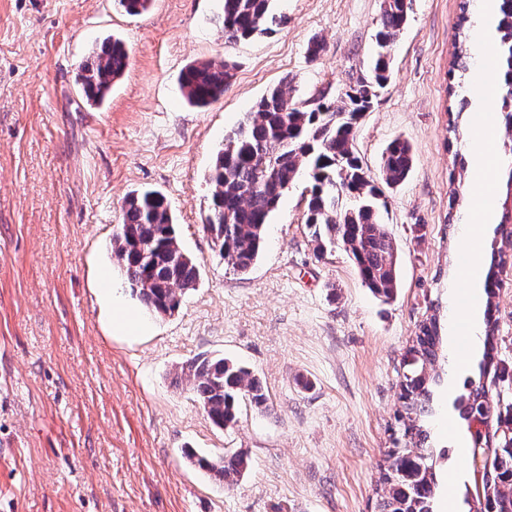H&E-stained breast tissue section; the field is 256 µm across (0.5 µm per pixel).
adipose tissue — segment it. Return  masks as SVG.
Masks as SVG:
<instances>
[{
	"instance_id": "1",
	"label": "adipose tissue",
	"mask_w": 512,
	"mask_h": 512,
	"mask_svg": "<svg viewBox=\"0 0 512 512\" xmlns=\"http://www.w3.org/2000/svg\"><path fill=\"white\" fill-rule=\"evenodd\" d=\"M497 80L494 70H487L476 93L483 102L485 109L477 113L473 123V212L475 215H487L493 207V198L488 190V181L497 166V155L494 151L496 135L491 108L494 96L493 88ZM461 247L468 254V262L464 268L465 288L459 289L451 309V317L457 330L451 336L453 350H460L462 338H475L479 329L481 294L477 282L482 271L483 239L480 230L468 227L461 237Z\"/></svg>"
}]
</instances>
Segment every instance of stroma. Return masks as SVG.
<instances>
[{"label": "stroma", "mask_w": 512, "mask_h": 512, "mask_svg": "<svg viewBox=\"0 0 512 512\" xmlns=\"http://www.w3.org/2000/svg\"><path fill=\"white\" fill-rule=\"evenodd\" d=\"M460 6L411 0L391 79L355 133L374 179L392 139L413 151L407 181L385 192L399 271L385 304L343 248L315 253L307 177L283 195L249 274L227 269L202 230L207 174L227 134L283 80L296 100L340 99L368 71L381 0H278L273 33L234 44L218 21L222 0H152L138 16L115 0H0V512H373L403 357L430 315L449 328L461 234L473 222V169L459 165L472 155L471 130H450ZM112 35L130 65L91 106L77 76ZM315 37L324 50L314 60ZM225 59L236 70L223 98L189 105L185 67ZM143 189L166 197L200 279L177 312L119 336L113 301L138 300L112 234L125 196ZM491 191L481 231L485 249L504 255L492 305L499 356L512 363V244L495 233L512 211L505 173ZM203 353L250 368L268 410L244 402L235 425H212L174 379ZM480 358L435 365L452 383L435 391L431 429L460 492L474 484L470 454L441 422ZM186 448L243 451L251 466L228 486L190 466Z\"/></svg>", "instance_id": "stroma-1"}]
</instances>
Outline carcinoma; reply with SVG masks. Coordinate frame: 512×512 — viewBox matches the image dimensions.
Instances as JSON below:
<instances>
[{
  "label": "carcinoma",
  "mask_w": 512,
  "mask_h": 512,
  "mask_svg": "<svg viewBox=\"0 0 512 512\" xmlns=\"http://www.w3.org/2000/svg\"><path fill=\"white\" fill-rule=\"evenodd\" d=\"M276 0H223L220 16L224 39L230 43L270 30ZM497 2V68L503 71L498 112L512 127V0ZM408 0H390L381 9L376 54L371 75L345 92L339 102L325 95L294 100L283 82L271 88L245 113L226 138L209 172L212 198L203 230L208 233L224 265L245 274L265 244L270 217L288 188L302 172L310 178L304 224L319 253L341 246L349 254L362 284L385 301L398 286L397 248L382 222L387 210L383 192L366 175L354 147V129L371 108L375 91L385 87L390 71L387 49L403 29ZM129 65L125 43L110 39L91 56L79 75L81 91L93 105L101 103ZM229 61H201L189 65L180 80V92L192 106L206 107L224 96L234 79ZM413 166L409 144L392 140L382 158V180L403 184ZM112 255L125 274L133 295L149 312L162 316L177 311L199 282L196 261L180 246L173 217L163 194L155 190L130 193L122 220L112 235ZM436 316L419 325L404 359L401 389L409 401L401 404L395 420L399 439L409 447L390 448L378 464L380 488L374 512H434L436 462L444 452L433 447L427 426L433 414V396L439 376L428 372L439 358L443 338ZM176 379L193 390L206 418L219 428L237 422L239 401L246 398L258 410L268 409V395L248 368L224 357L198 355L180 366ZM456 399L466 423L496 421L499 435L471 437V457H491L490 479L483 483L485 512H512V404L498 407L492 416L488 393L479 384L465 383ZM199 468L225 483L239 480L250 459L237 452L213 462L185 452Z\"/></svg>",
  "instance_id": "1"
}]
</instances>
